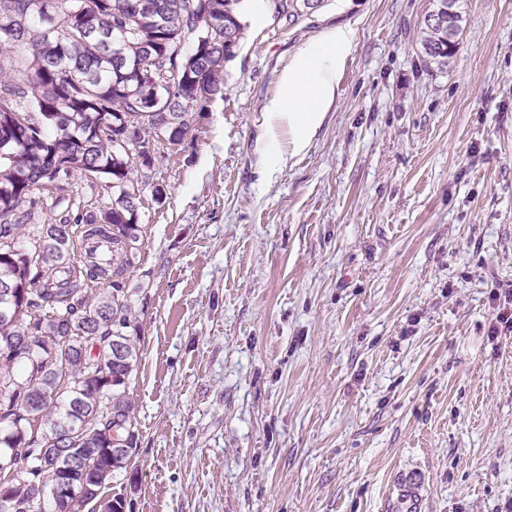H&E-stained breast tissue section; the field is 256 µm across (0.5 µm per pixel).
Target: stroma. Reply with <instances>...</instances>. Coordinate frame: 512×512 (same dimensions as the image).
<instances>
[{"label":"stroma","mask_w":512,"mask_h":512,"mask_svg":"<svg viewBox=\"0 0 512 512\" xmlns=\"http://www.w3.org/2000/svg\"><path fill=\"white\" fill-rule=\"evenodd\" d=\"M458 46L426 66L430 0H323L290 22L246 17L224 94L158 142L141 245L120 277L142 358L139 443L104 494L124 512H393L401 474L422 512H512V0H461ZM354 32L309 145L264 171L287 118L267 101L328 30ZM164 190L154 197L152 186ZM112 200L74 178L33 192L39 224ZM494 309V325L491 327V336H511L512 334V292L504 295V303L500 302Z\"/></svg>","instance_id":"35a3bbf8"}]
</instances>
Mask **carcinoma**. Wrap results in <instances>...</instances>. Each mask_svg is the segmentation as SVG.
Masks as SVG:
<instances>
[{
	"label": "carcinoma",
	"instance_id": "cac0c4a2",
	"mask_svg": "<svg viewBox=\"0 0 512 512\" xmlns=\"http://www.w3.org/2000/svg\"><path fill=\"white\" fill-rule=\"evenodd\" d=\"M32 2L0 0V286L11 288L0 293V461L13 460L0 473V512H56L45 498L60 484L78 495L61 503L67 512L94 501L122 512L121 499L101 492L139 443L131 308L118 280L87 303L71 281L68 220L34 224L23 203L35 190L67 192L74 174L108 180L111 206L85 222L112 239V271L131 266L141 242L136 159L150 165L151 143L186 134L187 108L224 95L221 60L236 56L246 30L242 0H52L35 12ZM305 6L276 8L293 22ZM456 18L452 34L421 29L429 62L443 66L454 53ZM154 93L175 122L136 111ZM23 234L43 267L14 247Z\"/></svg>",
	"mask_w": 512,
	"mask_h": 512
}]
</instances>
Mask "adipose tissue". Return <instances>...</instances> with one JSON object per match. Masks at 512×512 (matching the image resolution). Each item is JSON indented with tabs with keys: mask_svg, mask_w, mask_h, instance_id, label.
I'll use <instances>...</instances> for the list:
<instances>
[{
	"mask_svg": "<svg viewBox=\"0 0 512 512\" xmlns=\"http://www.w3.org/2000/svg\"><path fill=\"white\" fill-rule=\"evenodd\" d=\"M353 39L352 29L334 28L289 62L279 93L265 105L266 112L287 116L291 128L288 153L279 156V163L303 151L321 124L325 106L336 96V75L351 51Z\"/></svg>",
	"mask_w": 512,
	"mask_h": 512,
	"instance_id": "adipose-tissue-1",
	"label": "adipose tissue"
}]
</instances>
